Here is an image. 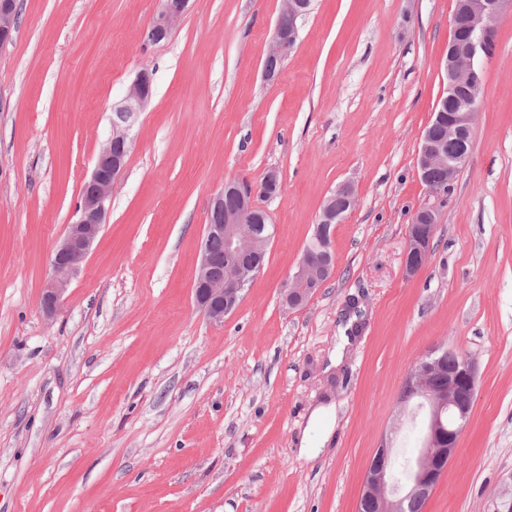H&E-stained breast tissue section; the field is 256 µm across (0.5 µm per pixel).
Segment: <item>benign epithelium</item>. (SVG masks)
<instances>
[{"label": "benign epithelium", "instance_id": "7a95c632", "mask_svg": "<svg viewBox=\"0 0 512 512\" xmlns=\"http://www.w3.org/2000/svg\"><path fill=\"white\" fill-rule=\"evenodd\" d=\"M189 0H165L154 20L151 36L166 37L187 11ZM512 12V0H455L451 19L448 54L443 62L448 81L447 95L441 103L454 102L448 113V141L461 144V149L450 155L444 141L435 140L431 132L422 137L417 156V168L423 183L437 195L446 194L467 163L473 124L477 115L476 103L483 90V61L491 56L488 35L495 32L499 17ZM281 12L292 21L284 32L275 30L267 58L283 59L292 48L298 34V23L309 13V0H282ZM15 0H0V45L12 40L16 29ZM150 75L143 70L129 87L124 100L114 109L112 135L101 145L91 173L85 182L86 191L76 205L73 219L67 224L63 237L56 245L51 266L53 276L42 295V307L52 315L60 306L71 278L79 271L106 224L112 191L125 167L130 150L129 131L135 125L150 95ZM435 168L448 170V183L435 182L430 172ZM261 187L227 182L210 203V209L220 216L219 223L206 225L200 250L197 275L193 282L197 310L213 323L224 322V317L238 307L242 292L259 272L251 257L266 250L268 237H258L253 222L270 219L268 213L257 212ZM236 198L231 208L224 207V195ZM356 205L352 185L344 183L328 198L327 205L315 224V232L322 234L321 255L304 250L296 271L283 291L282 303L290 309L302 306L329 277L334 265L330 225L339 224L346 212ZM437 213L432 208L418 211L409 234L405 253V269L410 274L420 272L426 265L434 235L432 225ZM217 236L224 240V257L210 248V240ZM441 348H435L417 360L407 374L400 402L417 400L424 410L422 443L415 464L409 466V476L403 481L393 477L388 455L381 456L370 467L363 481L361 497L372 496L379 489L378 499L388 505L389 512H400L405 500L430 495L437 486L448 464L454 459L459 438L466 426L473 402H459L456 392L465 388L475 393L476 363L466 354L450 349L457 357L448 371V385L434 387L428 375L439 367Z\"/></svg>", "mask_w": 512, "mask_h": 512}]
</instances>
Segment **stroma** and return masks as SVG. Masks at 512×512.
<instances>
[{
  "label": "stroma",
  "instance_id": "obj_1",
  "mask_svg": "<svg viewBox=\"0 0 512 512\" xmlns=\"http://www.w3.org/2000/svg\"><path fill=\"white\" fill-rule=\"evenodd\" d=\"M0 48V512H357L382 442L413 457L400 395L429 350L477 364L473 410L423 512L512 496V13L495 30L472 148L450 192L417 154L447 80L455 0H313L278 78L281 0H191L147 40L160 0H19ZM152 97L107 222L53 317L40 296L114 106ZM278 194L265 263L224 323L192 286L210 198ZM330 277L281 294L330 193ZM431 254L403 262L415 213ZM414 224L411 227L404 259L405 269L409 274L420 272L427 263L434 235L431 224H437L436 211L432 208H423L418 211Z\"/></svg>",
  "mask_w": 512,
  "mask_h": 512
}]
</instances>
